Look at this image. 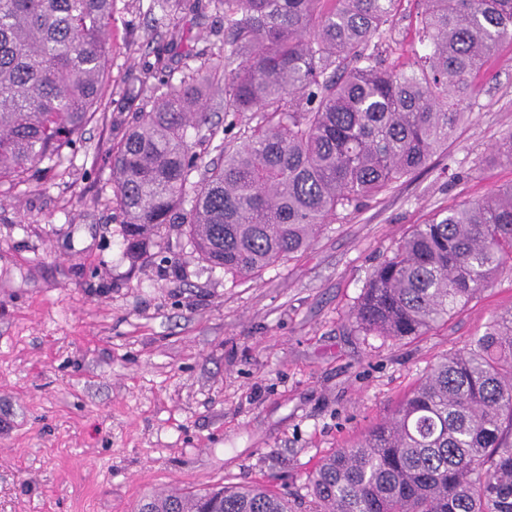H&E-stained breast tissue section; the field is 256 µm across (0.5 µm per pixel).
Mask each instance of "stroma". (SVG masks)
<instances>
[{
  "instance_id": "obj_1",
  "label": "stroma",
  "mask_w": 512,
  "mask_h": 512,
  "mask_svg": "<svg viewBox=\"0 0 512 512\" xmlns=\"http://www.w3.org/2000/svg\"><path fill=\"white\" fill-rule=\"evenodd\" d=\"M166 15L114 0L112 105L63 163L0 185V512H138L170 490L268 485L312 512L318 464L388 420L439 357L512 307V264L448 323L395 340L349 313L413 225L512 184L494 147L512 130V43L477 79L465 117L428 168L349 211L313 246L246 279L208 269L184 228L130 242L112 201L109 150L150 108L170 32L182 66L224 41L209 0ZM423 0H400L384 47L415 61ZM143 92L128 100V83ZM220 96L188 135L205 158L239 142Z\"/></svg>"
}]
</instances>
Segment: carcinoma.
<instances>
[{"label":"carcinoma","instance_id":"carcinoma-1","mask_svg":"<svg viewBox=\"0 0 512 512\" xmlns=\"http://www.w3.org/2000/svg\"><path fill=\"white\" fill-rule=\"evenodd\" d=\"M114 0H0V183L64 150L111 105ZM224 45L174 77L112 144L125 234L183 224L208 267L233 277L307 250L328 218L423 171L464 113L457 95L512 43V0H424L417 67L381 41L399 0H211ZM224 116L260 118L209 161L187 137ZM512 163V131L494 149ZM512 262V185L417 224L371 272L351 314L396 340L445 324ZM315 512H512V309L430 365L392 418L312 477ZM139 512H292L262 485L150 497Z\"/></svg>","mask_w":512,"mask_h":512}]
</instances>
